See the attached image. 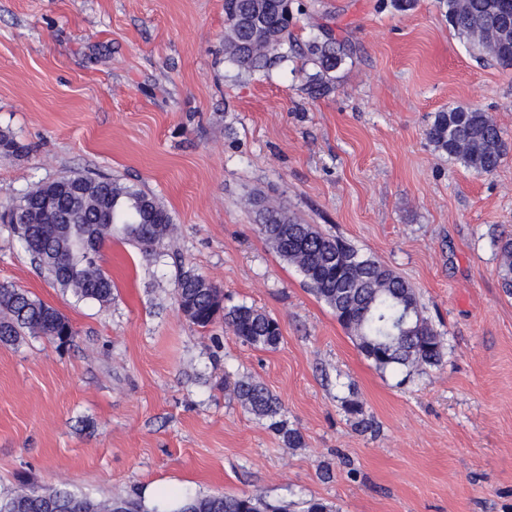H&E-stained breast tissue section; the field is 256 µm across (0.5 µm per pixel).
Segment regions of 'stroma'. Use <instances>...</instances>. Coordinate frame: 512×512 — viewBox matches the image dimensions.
<instances>
[{
  "mask_svg": "<svg viewBox=\"0 0 512 512\" xmlns=\"http://www.w3.org/2000/svg\"><path fill=\"white\" fill-rule=\"evenodd\" d=\"M298 41L329 31L350 56L305 90L296 54L236 77L224 0H0V205L72 172L142 188L174 232L152 255L107 242L99 305L40 274L0 223V282L58 308L60 346L0 343V493L55 485L132 495L261 493L303 512H512V295L496 232H512V155L478 176L433 150L435 112L485 110L512 143V67L454 36L439 0H299ZM303 222L410 282L443 336L441 363L377 370L282 261L248 205ZM276 317L280 344L205 331L178 310L179 267ZM253 378L304 438L289 448L233 392ZM357 403L362 413L348 412ZM371 429L357 428L359 417Z\"/></svg>",
  "mask_w": 512,
  "mask_h": 512,
  "instance_id": "stroma-1",
  "label": "stroma"
}]
</instances>
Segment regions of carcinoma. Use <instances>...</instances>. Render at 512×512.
<instances>
[{"label":"carcinoma","mask_w":512,"mask_h":512,"mask_svg":"<svg viewBox=\"0 0 512 512\" xmlns=\"http://www.w3.org/2000/svg\"><path fill=\"white\" fill-rule=\"evenodd\" d=\"M454 35L480 56L512 66V29L493 49H482L472 33L496 21L512 23V0H442ZM227 33L225 58L240 75L266 71L288 58L294 38L293 14L286 0H224ZM302 54L315 72L307 77L313 97L334 89L336 70L348 57L345 42L326 32L309 38ZM433 149L476 174H491L506 159L509 146L501 130L479 108L452 106L435 113L426 130ZM76 180L83 194L72 200L59 186ZM260 233L284 261L295 265L310 290L334 313L357 341V348L379 370L426 368L441 362L443 337L423 314L416 289L380 260L361 253L339 237L302 224L288 208L259 196L252 199ZM73 221L65 233H52L63 217ZM8 221L32 261L61 289L101 305L112 302L113 282L99 266L100 250L120 228L123 239L149 253L172 232L168 211L148 192L106 177L73 172L42 183L11 203L0 215ZM499 277L512 294V235L498 237ZM179 308L193 325L206 329L220 321L241 342L276 347L278 320L252 306L224 308V295L193 269H180L176 279ZM30 334L60 344L76 332L55 307L28 292L0 284V342H16ZM244 406L269 429L295 448L301 435L288 427L278 398L263 384L244 377L235 384ZM144 512L140 500L110 497L94 500L56 486H37L0 498V512ZM174 512H286L259 493L185 495Z\"/></svg>","instance_id":"carcinoma-1"}]
</instances>
